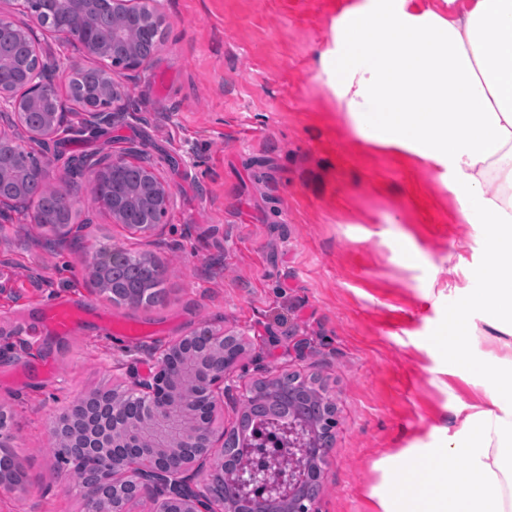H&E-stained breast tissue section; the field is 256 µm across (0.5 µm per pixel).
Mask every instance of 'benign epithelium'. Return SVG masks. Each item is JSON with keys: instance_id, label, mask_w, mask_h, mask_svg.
Instances as JSON below:
<instances>
[{"instance_id": "7a95c632", "label": "benign epithelium", "mask_w": 512, "mask_h": 512, "mask_svg": "<svg viewBox=\"0 0 512 512\" xmlns=\"http://www.w3.org/2000/svg\"><path fill=\"white\" fill-rule=\"evenodd\" d=\"M44 3L46 0H0V43L23 39L28 55L21 86L0 82V109H11L15 123L24 127L30 141L40 148L52 144L58 128L71 126V114L62 111L61 103L49 113L44 124L32 125L27 121L28 112L41 104L45 75L54 68L42 46V37H72L69 28L61 26L56 16L45 11ZM18 10L29 12L36 27H18L14 19ZM159 21L152 12L140 8L139 0H112V43L98 44L90 34L81 43L89 54L96 51L112 58V71L130 76L144 64L141 40L160 44ZM80 104L83 108L80 124L71 129L78 137L96 133L103 125L121 117L126 111L125 92L117 83L106 82L94 96L80 97ZM129 161V157L105 155L104 162L93 171L96 199L112 223L129 224L135 231L156 235L164 224L172 191L157 177L153 165L143 160L139 162L142 184L108 189V178H117L118 169ZM46 182L43 168L30 166L19 156L8 160L0 156L1 185L41 186ZM133 199L141 211L151 214L150 223L132 224L129 203ZM32 203L30 196L21 190L1 191L0 219L13 209ZM128 261V255L120 249L94 257L88 272L100 292H112V269ZM241 348V336L202 322L168 345L152 371L133 379L119 392L105 396L112 405V422L100 421L95 431L83 437L69 433L59 423L51 428L52 434L57 436L65 454L82 461L109 452V427L120 423L124 408L134 406L144 421L165 413L183 374V359L200 355L206 359V376L196 383L188 403L198 418L210 421L217 406L224 403V392L230 389V375ZM297 403L303 408L288 416V424L282 426L293 455L274 472L267 466L250 469L235 466L236 459L247 448L239 442L228 443L224 431L213 426L185 454L171 456L138 442L137 427L129 424L124 436L131 447L121 453L110 452V464L105 468L79 467L80 478L69 482L68 490L80 496L83 512H127L128 503L140 498L151 500L155 512H208L205 508L208 502L218 505L221 512H314L315 488L321 482V470L306 465L305 461L325 457L327 449L320 446L318 436L332 432L335 420L326 418L314 427L305 414L306 397H297ZM14 440L13 413L1 406L0 443ZM226 484L234 492L233 503L227 507L217 494Z\"/></svg>"}]
</instances>
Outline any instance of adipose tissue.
Here are the masks:
<instances>
[{
	"instance_id": "obj_1",
	"label": "adipose tissue",
	"mask_w": 512,
	"mask_h": 512,
	"mask_svg": "<svg viewBox=\"0 0 512 512\" xmlns=\"http://www.w3.org/2000/svg\"><path fill=\"white\" fill-rule=\"evenodd\" d=\"M317 60L354 135L420 158L485 229L482 286L454 309L449 352L467 358L475 308L486 335L512 337V0H343ZM468 366L487 376L489 410L392 470L383 512H512V365ZM420 462L437 479L401 496Z\"/></svg>"
}]
</instances>
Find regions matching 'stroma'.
<instances>
[{"label":"stroma","mask_w":512,"mask_h":512,"mask_svg":"<svg viewBox=\"0 0 512 512\" xmlns=\"http://www.w3.org/2000/svg\"><path fill=\"white\" fill-rule=\"evenodd\" d=\"M336 0H156L162 43L129 111L58 152L139 143L173 191L162 238L112 223L78 180L86 226L54 242L29 216L0 221V404L13 410L26 492L0 512H81L70 467L46 456L50 424L81 397L119 387L198 323L247 338L217 421L237 428L238 388L290 373L335 405L316 512H379L382 463L437 447L467 426L483 378L438 340L448 309L478 287L484 229L466 223L437 171L359 143L316 76ZM51 74L67 94L91 65L52 37ZM120 245L172 263L168 303L116 306L91 284L88 254ZM82 307L68 334L43 322ZM137 323L143 334L122 332Z\"/></svg>","instance_id":"35a3bbf8"}]
</instances>
